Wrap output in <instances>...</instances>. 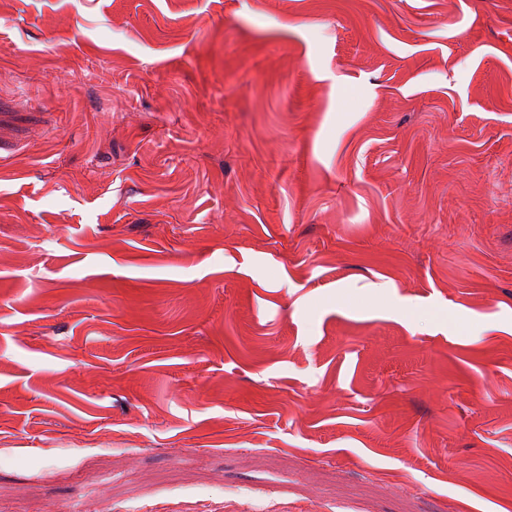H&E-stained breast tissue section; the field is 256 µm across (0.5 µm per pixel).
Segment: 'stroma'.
I'll return each instance as SVG.
<instances>
[{
  "mask_svg": "<svg viewBox=\"0 0 512 512\" xmlns=\"http://www.w3.org/2000/svg\"><path fill=\"white\" fill-rule=\"evenodd\" d=\"M512 512V0H0V512Z\"/></svg>",
  "mask_w": 512,
  "mask_h": 512,
  "instance_id": "obj_1",
  "label": "stroma"
}]
</instances>
